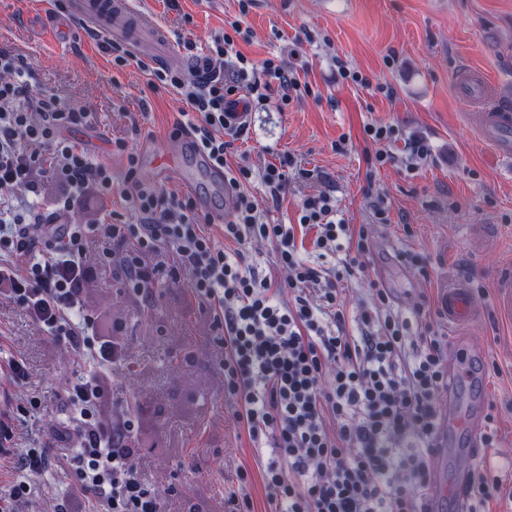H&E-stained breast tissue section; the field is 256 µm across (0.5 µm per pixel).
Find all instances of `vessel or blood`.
Wrapping results in <instances>:
<instances>
[{
  "instance_id": "1",
  "label": "vessel or blood",
  "mask_w": 512,
  "mask_h": 512,
  "mask_svg": "<svg viewBox=\"0 0 512 512\" xmlns=\"http://www.w3.org/2000/svg\"><path fill=\"white\" fill-rule=\"evenodd\" d=\"M71 15L97 27L113 38L126 35L127 19L132 12L130 0H69ZM456 90L481 111V136L501 157L512 160V110L500 104L490 93L489 82L482 74L458 82ZM183 149L157 155L154 165L180 169L182 184L195 189L198 178L204 177L219 184L224 180L222 170L214 168L204 157H197L194 166L183 168ZM439 304L449 322L468 323L473 315L470 291L462 283L442 289ZM476 347L461 340L457 352L448 358V410L443 420V435L436 457L439 465L434 473L435 489L430 498V512H445L448 504L462 505V493L467 473L452 466L458 456L474 453L476 437L482 423L481 400L471 395V388L479 383V376L469 356Z\"/></svg>"
}]
</instances>
